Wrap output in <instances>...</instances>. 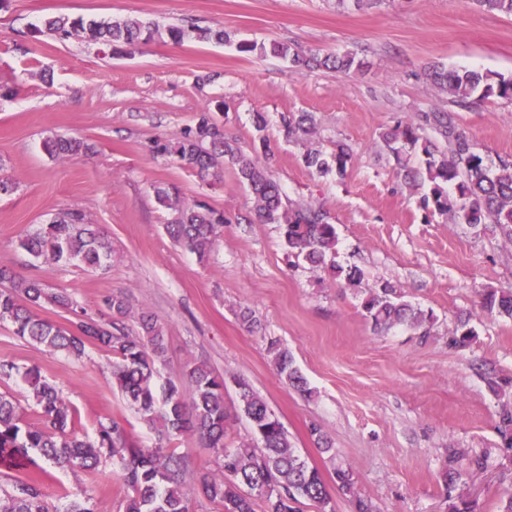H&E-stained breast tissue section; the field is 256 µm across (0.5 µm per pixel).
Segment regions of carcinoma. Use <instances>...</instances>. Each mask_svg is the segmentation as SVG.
<instances>
[{"label": "carcinoma", "mask_w": 512, "mask_h": 512, "mask_svg": "<svg viewBox=\"0 0 512 512\" xmlns=\"http://www.w3.org/2000/svg\"><path fill=\"white\" fill-rule=\"evenodd\" d=\"M490 13L512 15V0H471ZM37 33L60 40L79 37L98 44L111 53L139 41H150L162 35L180 45L185 42L230 41L222 29L160 25L139 16L118 19L69 18L53 16L44 19ZM241 52L266 51L288 59L294 66L306 69H328L348 72L360 66L356 55L327 54L319 56L299 53L281 42L257 45L242 41ZM428 76L439 88L448 91L455 101L465 105L490 96L512 100V78L490 81L477 70H449L435 65ZM265 117L255 116V129L261 133L259 146L244 151L214 121L210 111L198 115L195 125L174 142L158 145V150L172 156L182 167L207 182L219 177L224 165H231L240 182L246 186L254 203L257 221L280 226L288 252L316 270L345 281L362 296L361 308L376 332L395 325H406L430 333V317L401 299L397 288L384 283L363 288V273L356 267L344 268L335 261L336 229L326 220V213L311 204L289 207L283 203L279 184L268 168L275 159V146L262 132ZM282 131L287 139L304 140L314 134V118L308 112L282 116ZM431 129L443 139L447 151L439 152L420 135ZM390 142L401 147L422 146L425 169L413 178L429 182L430 194L424 205H433L441 214H452L458 223L468 224L484 234H500L512 242V160L488 163L473 150L469 136L455 125L450 112H425L419 124L397 126L386 134ZM42 148L52 158L76 156L91 150L76 137L55 136L43 140ZM351 155L340 146L327 153L309 148L302 157L306 168L320 176L343 175ZM158 205L170 211L165 225L168 235L177 243L205 259L219 237L218 227L224 215L208 206L181 201L179 190L169 184L154 188ZM18 246L36 259L50 260L97 271L112 261V241L97 224L87 222L76 208L61 212L36 232L20 238ZM51 303L69 313L68 325L60 326L41 318L35 309ZM107 312L90 313L65 292H51L41 281L20 276L8 268H0V322H8L15 335L49 352H61L79 360L95 347L112 355V379L128 405L163 438L185 431L193 432L203 445L221 460L220 472L200 477V491L223 512H254V497L263 499L264 512H298L303 500L317 505L319 512H334L332 497L320 471L309 465L292 446L281 423L273 421L266 403L244 379L237 380L238 410L251 425V439L236 448L226 446L229 414L224 405V376L205 363H195L186 371L190 384L167 380L158 383V365L166 353L165 331L155 316L141 312L138 330L129 331L126 319L131 313L128 298L112 294L103 300ZM481 309L488 315L512 319V287H489L482 294ZM476 337L470 319L457 320L448 335V345L455 349L468 347ZM275 367L281 377L301 394L311 389L289 352L275 340L268 343ZM20 379L29 389L32 409L40 423L27 420L28 408L5 391L0 393V466L16 467L35 453L50 464L73 474L98 471L101 458L112 460L121 471L130 490L125 512H189V499L183 488L182 475L186 457L157 443L143 448L115 420L99 422L94 436L84 431L81 417L62 397L57 386L46 379L37 366L20 367L0 358V382ZM488 391L499 400L496 430L501 450L512 453V378L495 370L485 372ZM469 452L453 450L440 474L445 489L462 480L463 472L455 464ZM338 492L349 497L352 512H375L372 502L355 489L352 470L341 464L334 468ZM59 498L67 505L58 507L45 486L38 480L16 477L0 488V512H93L90 497L80 485L63 489Z\"/></svg>", "instance_id": "1"}]
</instances>
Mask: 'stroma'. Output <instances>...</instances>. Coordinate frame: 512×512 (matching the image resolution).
<instances>
[{"mask_svg": "<svg viewBox=\"0 0 512 512\" xmlns=\"http://www.w3.org/2000/svg\"><path fill=\"white\" fill-rule=\"evenodd\" d=\"M56 15L192 23L224 29L231 40H152L113 55L38 34L42 20ZM271 40L305 52H352L363 65L347 73L301 70L237 49L242 41ZM433 64L512 77V16L471 0H378L362 8L336 0H0V175L17 183L0 197V267L68 292L92 313L112 293L126 295L133 311L151 312L166 333L161 380L181 379L197 361L223 374L229 446L251 436L237 410L240 378L325 480L335 462L344 463L377 512H448L461 495L475 512H498L501 493L512 487V458L499 447L498 406L482 373L492 367L512 375V319L484 313L480 294L512 285V244L424 208L428 186L404 177L422 168L423 154L393 153L384 135L445 110L489 161L512 159V101L458 106L428 79ZM216 99L224 109L215 120L243 149L259 134L254 114L266 117L264 133L277 147L270 173L285 203L325 211L336 228L337 263L358 267L363 287L391 283L432 313L428 336L404 325L374 332L354 290L291 256L277 225L249 222L253 203L232 167L208 184L156 153V143L180 138ZM289 112L314 116L315 146L349 147L344 175L322 177L304 166L303 144L281 131ZM53 135L82 137L93 151L50 158L42 142ZM161 184L176 185L184 202L223 212L207 258L166 234L169 213L154 195ZM71 207L110 237V267L87 272L19 248L21 237ZM243 308L253 311L254 328L239 320ZM463 316L476 337L467 348L449 347L448 333ZM273 339L291 354L310 395L279 376L268 351ZM0 357L39 367L87 432L114 419L142 447L155 446V429L112 383L110 354L92 349L74 360L28 343L5 323ZM315 428L331 441L335 459L317 449ZM170 446L187 457L192 512H221L196 484L200 473L217 471L216 455L189 432ZM452 448L487 454L489 464L473 470L460 460L470 474L448 491L439 474ZM46 469L50 494L79 484L94 512H124L128 490L111 460L95 475L76 476L40 458L27 467L37 478Z\"/></svg>", "mask_w": 512, "mask_h": 512, "instance_id": "stroma-1", "label": "stroma"}]
</instances>
